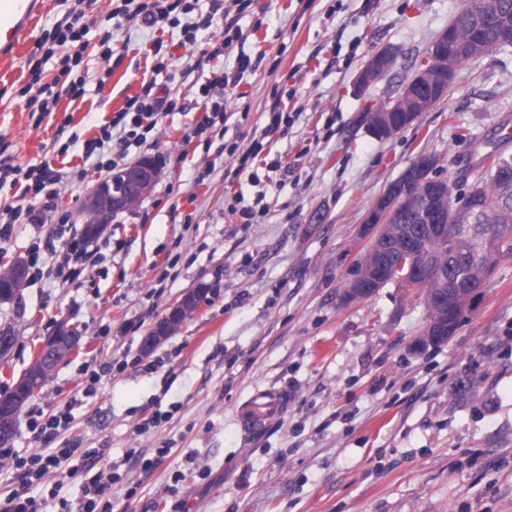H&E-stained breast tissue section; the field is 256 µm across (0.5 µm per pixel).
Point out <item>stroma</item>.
I'll list each match as a JSON object with an SVG mask.
<instances>
[{"mask_svg": "<svg viewBox=\"0 0 512 512\" xmlns=\"http://www.w3.org/2000/svg\"><path fill=\"white\" fill-rule=\"evenodd\" d=\"M463 0H252L240 14L242 47L220 58L195 53V72L154 76V42L174 67L187 61L179 28L158 32L132 20L114 33L111 59L98 56L91 27L83 98H61L35 122L19 90L46 29L68 0H41L21 43L0 61V140L9 163L49 161L62 182L42 224L14 225L0 259L39 260L20 298L0 302V331L15 338L0 357V391L28 367L59 321L79 327L84 347L65 357L33 406L73 396L68 438L104 449L93 472L117 467L112 512H512V257L499 260L462 326L447 343L415 350L422 302L387 284L346 304L345 283L361 254L359 227L386 186L421 153L442 160L456 183L487 155H512V51H493L460 71L443 104L389 140L371 136L367 108L396 96ZM391 45L393 67L364 95L353 81L371 52ZM261 55L238 73L240 53ZM240 74L215 88L232 117L227 141L248 147L272 107L291 113L287 133L266 139L277 169L261 181L224 179V160L189 131L203 111L199 86L215 70ZM168 85L184 109L163 118L156 145L129 158H165L162 178L90 242L79 274L60 277L62 244L79 238L85 193L100 179L84 143L97 137L147 79ZM214 166L209 181L198 170ZM259 206L239 223L233 198ZM178 257L164 272L166 257ZM205 302L140 363L141 343L185 291ZM128 358L83 397L84 368ZM471 383L455 399V383ZM268 388L288 407L257 431L238 409ZM167 421L140 433L154 411ZM167 456L151 470L130 449Z\"/></svg>", "mask_w": 512, "mask_h": 512, "instance_id": "stroma-1", "label": "stroma"}]
</instances>
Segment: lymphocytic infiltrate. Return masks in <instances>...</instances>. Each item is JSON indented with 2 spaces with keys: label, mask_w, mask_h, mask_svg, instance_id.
Returning <instances> with one entry per match:
<instances>
[{
  "label": "lymphocytic infiltrate",
  "mask_w": 512,
  "mask_h": 512,
  "mask_svg": "<svg viewBox=\"0 0 512 512\" xmlns=\"http://www.w3.org/2000/svg\"><path fill=\"white\" fill-rule=\"evenodd\" d=\"M250 5L251 0H211L209 14L197 18L193 15V0H116L108 18L112 21L135 18L151 29H160L167 24L180 25L182 45L194 47L198 44L199 31L210 28L215 16H222L225 19L224 38L221 42L212 43L209 55L214 58L223 55L227 48L241 39V31L231 17L232 9L243 11ZM88 32L89 20L85 9L74 7L65 12L39 41L41 59L33 63L28 80L37 94L29 98L28 103L36 107L40 117H49L61 96L83 97L88 70L84 57ZM52 59L57 62V72L48 80L43 76L42 64ZM228 81V76L220 73L201 85L203 116L193 130L194 135L225 137L228 117L223 103L212 100L211 91ZM177 109L176 99L160 95L154 83H147L141 94L129 98L109 124L101 127L99 137L87 140L85 153L93 155L114 140L118 143L120 156H127L131 148L146 143L162 117ZM6 183L22 185L24 194L48 199L57 194L59 180L49 162L44 161L26 167L0 166V184ZM73 408V403L69 402L50 414L40 409L31 411L29 428L42 441L41 449L22 456L11 449L0 448V458L11 459L16 471L11 491L0 498V512H43L41 500L33 494L34 486L54 475L78 479L82 464L104 456V449L82 448L75 440L67 438Z\"/></svg>",
  "instance_id": "obj_1"
}]
</instances>
